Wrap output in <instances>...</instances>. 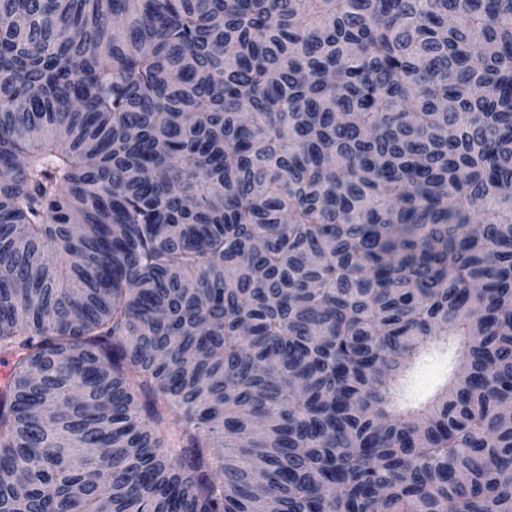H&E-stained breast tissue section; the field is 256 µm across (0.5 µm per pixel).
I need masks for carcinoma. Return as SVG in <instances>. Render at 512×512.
I'll return each mask as SVG.
<instances>
[{
    "label": "carcinoma",
    "instance_id": "1",
    "mask_svg": "<svg viewBox=\"0 0 512 512\" xmlns=\"http://www.w3.org/2000/svg\"><path fill=\"white\" fill-rule=\"evenodd\" d=\"M0 168V512H512V0H0ZM449 361L448 354L426 359L412 374L410 390L413 396L417 399L429 397L448 374Z\"/></svg>",
    "mask_w": 512,
    "mask_h": 512
}]
</instances>
